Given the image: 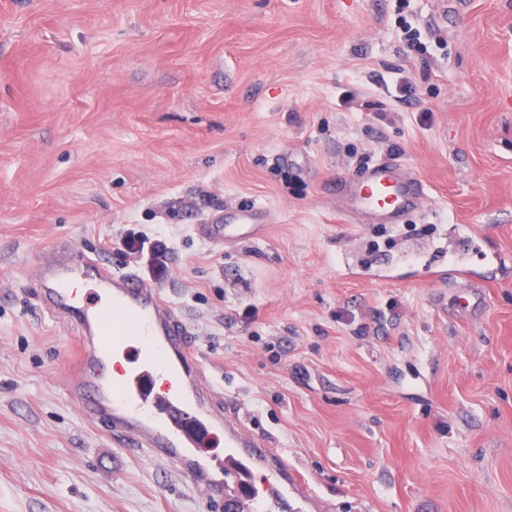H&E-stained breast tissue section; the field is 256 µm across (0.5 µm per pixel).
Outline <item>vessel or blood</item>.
I'll list each match as a JSON object with an SVG mask.
<instances>
[{"label": "vessel or blood", "mask_w": 512, "mask_h": 512, "mask_svg": "<svg viewBox=\"0 0 512 512\" xmlns=\"http://www.w3.org/2000/svg\"><path fill=\"white\" fill-rule=\"evenodd\" d=\"M336 191L348 198L352 220L384 224L399 223L429 199L423 180L395 157L379 159ZM266 220L264 209L228 206L193 231L214 247L231 248L264 237ZM34 288L41 306L77 331L78 355L64 386L80 413L120 447L172 465L222 512L224 476L212 471L211 449L255 448L259 441L207 384L192 329L163 291L134 271L115 272L89 258L44 263ZM118 356L129 369L117 377Z\"/></svg>", "instance_id": "vessel-or-blood-1"}]
</instances>
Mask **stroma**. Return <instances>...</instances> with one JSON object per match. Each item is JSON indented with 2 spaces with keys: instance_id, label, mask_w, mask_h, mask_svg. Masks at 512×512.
Listing matches in <instances>:
<instances>
[{
  "instance_id": "stroma-1",
  "label": "stroma",
  "mask_w": 512,
  "mask_h": 512,
  "mask_svg": "<svg viewBox=\"0 0 512 512\" xmlns=\"http://www.w3.org/2000/svg\"><path fill=\"white\" fill-rule=\"evenodd\" d=\"M392 152L426 206L348 223L337 184ZM253 203L262 241L195 236ZM465 224L509 262L461 316L426 273ZM65 248L185 315L280 512H512V0H0V512H209L64 390L76 334L29 284Z\"/></svg>"
}]
</instances>
